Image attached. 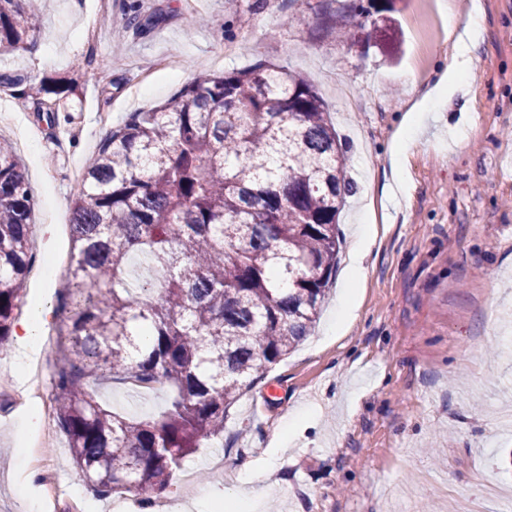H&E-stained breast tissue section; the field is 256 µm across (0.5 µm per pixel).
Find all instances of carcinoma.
<instances>
[{"instance_id": "carcinoma-1", "label": "carcinoma", "mask_w": 512, "mask_h": 512, "mask_svg": "<svg viewBox=\"0 0 512 512\" xmlns=\"http://www.w3.org/2000/svg\"><path fill=\"white\" fill-rule=\"evenodd\" d=\"M395 0H320L317 39L365 42ZM31 0H0V49L24 45ZM65 80L39 94L65 103ZM347 150L308 81L282 66L204 74L99 144L71 202L53 375L69 462L101 496L162 492L227 409L308 335L336 275ZM34 200L0 141V346L32 259ZM169 384L158 420L131 421L84 379Z\"/></svg>"}]
</instances>
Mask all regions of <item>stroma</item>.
Returning a JSON list of instances; mask_svg holds the SVG:
<instances>
[{
    "instance_id": "35a3bbf8",
    "label": "stroma",
    "mask_w": 512,
    "mask_h": 512,
    "mask_svg": "<svg viewBox=\"0 0 512 512\" xmlns=\"http://www.w3.org/2000/svg\"><path fill=\"white\" fill-rule=\"evenodd\" d=\"M41 0L27 49L0 53V140L28 170L35 200L28 298L51 313L55 355L64 318L57 288L71 250L70 202L102 138L130 113L164 103L194 77L267 61L307 78L345 141L356 183L340 215L336 280L311 334L244 390L224 434L183 463L200 481L191 512H451L453 498L496 490L512 499V0H457L483 32L467 83L446 75L451 44L438 0H396L386 34L363 49L314 39L318 0ZM201 17L190 27L191 17ZM144 20L136 29L129 18ZM439 83L421 138L400 159L397 200L381 197L407 119L403 74ZM67 76L65 107L31 86ZM377 220L355 284L352 314L336 322L350 245ZM102 403L156 420L172 389L96 385ZM31 411L0 396V512H48L26 484ZM252 463L259 500L239 495L234 459Z\"/></svg>"
}]
</instances>
